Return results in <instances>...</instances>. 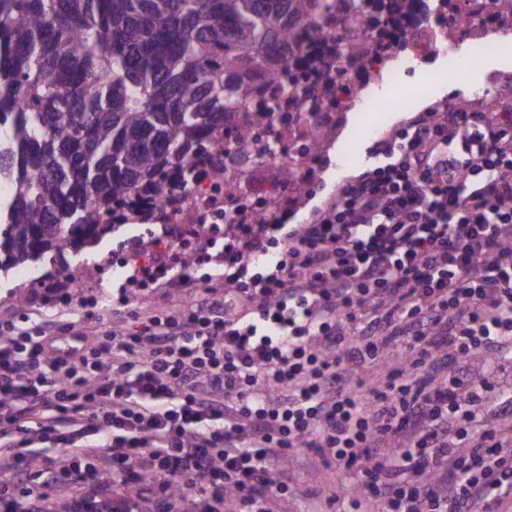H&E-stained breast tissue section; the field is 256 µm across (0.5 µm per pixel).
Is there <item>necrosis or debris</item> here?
I'll use <instances>...</instances> for the list:
<instances>
[{
    "instance_id": "4bbe7bcc",
    "label": "necrosis or debris",
    "mask_w": 512,
    "mask_h": 512,
    "mask_svg": "<svg viewBox=\"0 0 512 512\" xmlns=\"http://www.w3.org/2000/svg\"><path fill=\"white\" fill-rule=\"evenodd\" d=\"M360 0H335L330 13L316 22L320 33L302 35L309 61L300 74L301 89L294 92L288 110L274 113L263 152H256L252 132L233 121L231 158L223 173L210 174L182 195L175 224H237L258 221L262 212L280 209L294 191L281 176L294 148L310 140L313 130L336 131L345 116L361 118L371 102L367 87L393 81L409 71L414 60L434 56L443 28L432 25L419 5H404L390 18L385 35L363 29L354 19ZM459 34V48L448 51V71L463 73L466 62L478 60L496 41L512 36V0H499L497 15H490L484 0H449L448 26ZM380 44L368 55L363 71L341 59L346 42Z\"/></svg>"
}]
</instances>
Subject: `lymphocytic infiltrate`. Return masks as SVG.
<instances>
[{
    "instance_id": "obj_1",
    "label": "lymphocytic infiltrate",
    "mask_w": 512,
    "mask_h": 512,
    "mask_svg": "<svg viewBox=\"0 0 512 512\" xmlns=\"http://www.w3.org/2000/svg\"><path fill=\"white\" fill-rule=\"evenodd\" d=\"M375 154L312 223L225 237L246 309L210 290L93 338L9 327L0 512H288L301 448L359 475L311 489L316 512H512V392L488 404L512 360V114L422 112ZM216 230H163L140 285L190 287L185 244Z\"/></svg>"
}]
</instances>
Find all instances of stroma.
<instances>
[{
  "label": "stroma",
  "mask_w": 512,
  "mask_h": 512,
  "mask_svg": "<svg viewBox=\"0 0 512 512\" xmlns=\"http://www.w3.org/2000/svg\"><path fill=\"white\" fill-rule=\"evenodd\" d=\"M463 79L473 87H492L512 100V37L502 39L494 52L465 71ZM456 96L457 85L448 76L447 58L443 55L416 63L412 72L400 75L395 83L372 88L371 97L380 101V109L365 113L363 123L345 121L336 138L326 144L314 167L308 192L283 210V222L307 223L313 212L323 207L342 184L361 172L366 155L375 144L407 128L414 113L443 110ZM350 148L356 157L348 162L344 153ZM149 241L144 225L126 224L95 252L82 257L70 255L65 263L52 264L51 281L58 289L53 298L47 297L42 283L10 274L8 280H0V323L23 318L47 324L77 320L88 335L96 336L111 325V316L100 320L81 319L78 312L66 306L64 299L76 293L85 300L96 299L108 305L114 287L119 285L124 286L130 299L129 308L134 312L133 317L122 320L125 328L134 327L136 322L153 315L178 313L199 300L203 295L199 284L172 291L163 284L142 288L129 283L134 265L150 259ZM290 473L292 512H308L310 504L305 491L309 487H321L329 481L339 486L356 482L351 471L328 472L313 452L305 448L293 454Z\"/></svg>",
  "instance_id": "obj_1"
}]
</instances>
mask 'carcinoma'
I'll return each mask as SVG.
<instances>
[{
  "instance_id": "obj_1",
  "label": "carcinoma",
  "mask_w": 512,
  "mask_h": 512,
  "mask_svg": "<svg viewBox=\"0 0 512 512\" xmlns=\"http://www.w3.org/2000/svg\"><path fill=\"white\" fill-rule=\"evenodd\" d=\"M328 0H0V273L65 260L115 227L165 224L218 166L224 118L260 122L257 75L307 62L298 27ZM363 0L357 23L383 26ZM373 45L341 57L363 68ZM303 148L317 164L329 137Z\"/></svg>"
}]
</instances>
